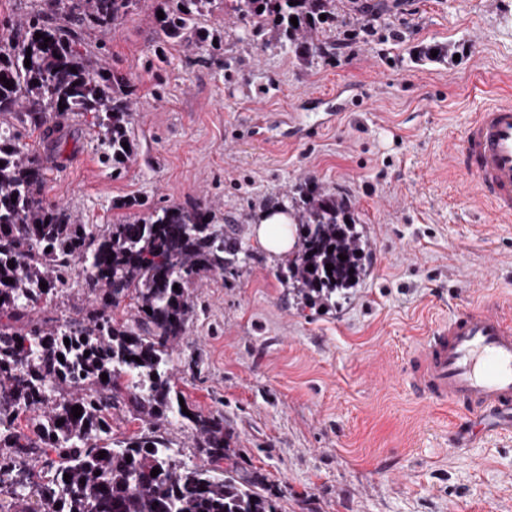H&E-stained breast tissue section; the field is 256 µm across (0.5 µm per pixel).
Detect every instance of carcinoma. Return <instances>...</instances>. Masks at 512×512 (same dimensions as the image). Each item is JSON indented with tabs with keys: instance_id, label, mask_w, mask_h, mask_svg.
Instances as JSON below:
<instances>
[{
	"instance_id": "obj_1",
	"label": "carcinoma",
	"mask_w": 512,
	"mask_h": 512,
	"mask_svg": "<svg viewBox=\"0 0 512 512\" xmlns=\"http://www.w3.org/2000/svg\"><path fill=\"white\" fill-rule=\"evenodd\" d=\"M135 2L43 0L38 12L7 27L9 47L0 48V496L14 512H279L261 481L220 466L234 454L224 417L180 405L171 385L170 349L195 313L192 286L236 269V239L202 208L155 207L104 229L79 224L46 197V168L22 142L23 132L64 111L93 112L101 159L114 169L131 159L130 86L94 68L78 46L85 27L118 23ZM170 2L157 20L167 39L204 44L208 33L196 17L222 5L301 65L323 52L322 36L336 21V0ZM291 209L298 250L277 278L307 304L332 310L367 275L363 229L348 199L312 183L296 189ZM77 262L87 267L82 292L94 297L83 319L66 326L29 319L58 298L61 278ZM124 302L132 314L119 318ZM74 406L81 407L77 418ZM120 407L150 431L112 440L109 420ZM25 413L28 435L16 425ZM175 415L194 427L197 462L176 459L159 434Z\"/></svg>"
}]
</instances>
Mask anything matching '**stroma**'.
I'll list each match as a JSON object with an SVG mask.
<instances>
[{"label": "stroma", "instance_id": "stroma-1", "mask_svg": "<svg viewBox=\"0 0 512 512\" xmlns=\"http://www.w3.org/2000/svg\"><path fill=\"white\" fill-rule=\"evenodd\" d=\"M369 2L367 27L357 0H339L327 54L303 67L218 10L197 19L209 42L160 44L165 0H140L80 47L133 90L127 167L100 164L84 112L28 143L77 223H113L115 202L136 197L233 226L239 266L197 283L172 384L223 415L235 467L279 512H512V420L454 447L456 417L402 370L457 307L512 313V223L451 159L471 113L512 93V0ZM428 46L444 57L421 59ZM255 109L272 124L253 136ZM308 181L349 199L372 252L351 302L325 312L298 303L253 235L266 205Z\"/></svg>", "mask_w": 512, "mask_h": 512}]
</instances>
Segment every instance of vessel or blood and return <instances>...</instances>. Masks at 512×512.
I'll list each match as a JSON object with an SVG mask.
<instances>
[{"instance_id":"obj_1","label":"vessel or blood","mask_w":512,"mask_h":512,"mask_svg":"<svg viewBox=\"0 0 512 512\" xmlns=\"http://www.w3.org/2000/svg\"><path fill=\"white\" fill-rule=\"evenodd\" d=\"M460 170L501 223L512 222V96L485 103L469 120ZM413 389L461 416L458 445L481 433L479 419L512 415V320L486 306L457 309L428 332L409 361Z\"/></svg>"}]
</instances>
